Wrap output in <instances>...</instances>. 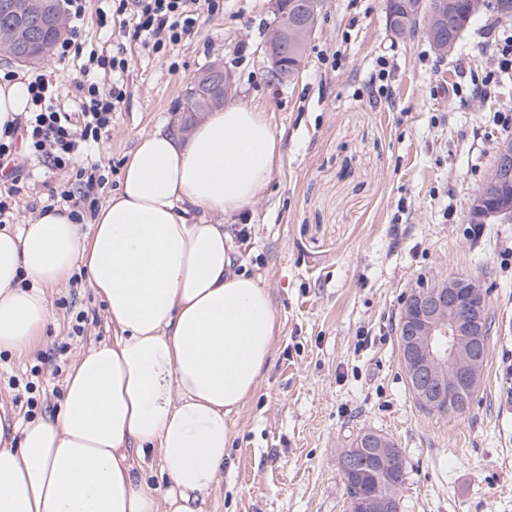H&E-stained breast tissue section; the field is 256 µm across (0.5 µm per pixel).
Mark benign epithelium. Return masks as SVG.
<instances>
[{
  "label": "benign epithelium",
  "mask_w": 512,
  "mask_h": 512,
  "mask_svg": "<svg viewBox=\"0 0 512 512\" xmlns=\"http://www.w3.org/2000/svg\"><path fill=\"white\" fill-rule=\"evenodd\" d=\"M282 20L266 34L265 53L276 50L283 56H298L317 30L313 0H274ZM460 21L457 0H436L432 19L424 23V33L432 49L443 55L454 52L456 41L445 34L444 26ZM0 53L19 64L29 61L27 43L19 30L0 28ZM221 82L224 98L234 92L231 74L218 62L197 75L200 88L212 80ZM494 166L483 183L476 207H492L490 213L512 212V198L503 195L512 185V142H500L494 149ZM410 306L398 325L401 362L414 400L422 408L439 415L456 417L468 409L466 395L478 388L485 362L486 296L481 280L474 275H450L420 286L411 292ZM340 470L360 483L374 471L392 485L401 465L393 441L373 430L362 432L339 458ZM356 512H397L390 492L362 495Z\"/></svg>",
  "instance_id": "7a95c632"
}]
</instances>
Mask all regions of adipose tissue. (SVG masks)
Listing matches in <instances>:
<instances>
[{"label":"adipose tissue","instance_id":"adipose-tissue-1","mask_svg":"<svg viewBox=\"0 0 512 512\" xmlns=\"http://www.w3.org/2000/svg\"><path fill=\"white\" fill-rule=\"evenodd\" d=\"M29 83L0 78V127L29 110ZM281 139L268 113L229 104L188 137L140 136L89 232L65 208L0 229V349L34 348L49 289L79 262L114 332L77 357L61 411L0 418V512H198L279 334L265 279L207 217L265 194ZM153 450L168 481L159 496L135 471Z\"/></svg>","mask_w":512,"mask_h":512}]
</instances>
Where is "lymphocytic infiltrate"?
I'll use <instances>...</instances> for the list:
<instances>
[{"instance_id": "lymphocytic-infiltrate-1", "label": "lymphocytic infiltrate", "mask_w": 512, "mask_h": 512, "mask_svg": "<svg viewBox=\"0 0 512 512\" xmlns=\"http://www.w3.org/2000/svg\"><path fill=\"white\" fill-rule=\"evenodd\" d=\"M206 3L208 11H216V0H104L98 10L101 26H108L112 16L129 15L132 36L144 49L160 54L166 46L175 45L195 33L199 12L198 3ZM78 111H61L59 86L42 76L29 83L31 108L14 125L0 129V174L8 182L0 189V216L9 212L21 191L24 179L18 158L70 173L69 180L52 187V196L69 203L71 217L83 221L85 214H96L97 198L93 187L108 184V177L99 166L78 165L77 157L92 143L98 142L102 130L108 129L112 114L123 101L122 85L113 84L100 90L91 80L76 83Z\"/></svg>"}]
</instances>
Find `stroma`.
<instances>
[{
	"mask_svg": "<svg viewBox=\"0 0 512 512\" xmlns=\"http://www.w3.org/2000/svg\"><path fill=\"white\" fill-rule=\"evenodd\" d=\"M386 0H321L318 28L292 80L264 53L277 21L271 0H223L197 32L165 54L116 40L88 0L78 42L111 54L122 42L126 97L110 130L79 164L111 167L117 190L140 135L182 134L177 107L209 64L231 72L235 101L269 112L282 133L266 194L211 221L230 233L249 271L271 291L280 333L264 377L231 418L224 472L200 512H347L339 451L374 430L401 448L399 512H512V219L471 224L476 195L512 111V72L496 49L512 19L475 17L457 49L437 56L422 31L397 37ZM80 59L19 65L61 86L73 111ZM489 80L487 94L475 84ZM60 171L30 168L11 224L33 223ZM451 273L474 274L487 291L489 355L469 409L448 418L419 408L402 368L398 321L414 288ZM47 333L24 358L0 352V412L36 420L58 413L78 354L112 340L104 301L75 265L49 290Z\"/></svg>",
	"mask_w": 512,
	"mask_h": 512,
	"instance_id": "1",
	"label": "stroma"
}]
</instances>
